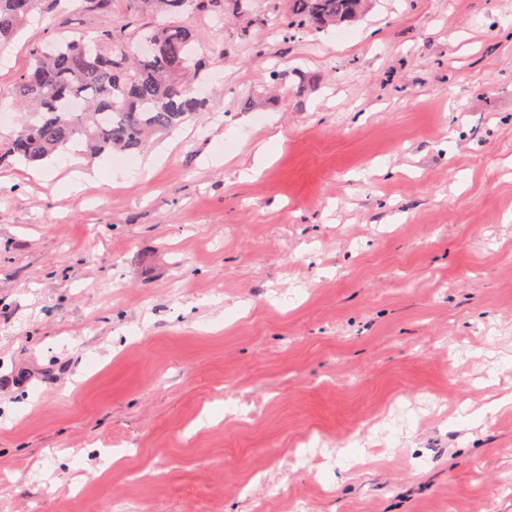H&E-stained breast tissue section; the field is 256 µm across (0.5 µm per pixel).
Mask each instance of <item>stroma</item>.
<instances>
[{"label": "stroma", "instance_id": "1", "mask_svg": "<svg viewBox=\"0 0 512 512\" xmlns=\"http://www.w3.org/2000/svg\"><path fill=\"white\" fill-rule=\"evenodd\" d=\"M65 6L0 52V111L102 21ZM285 12L182 15L224 64L135 174L0 169V512H512V0ZM365 0H287L283 27H327L356 19Z\"/></svg>", "mask_w": 512, "mask_h": 512}]
</instances>
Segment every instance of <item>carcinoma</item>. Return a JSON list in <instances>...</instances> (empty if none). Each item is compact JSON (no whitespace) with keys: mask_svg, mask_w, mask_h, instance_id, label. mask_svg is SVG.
<instances>
[{"mask_svg":"<svg viewBox=\"0 0 512 512\" xmlns=\"http://www.w3.org/2000/svg\"><path fill=\"white\" fill-rule=\"evenodd\" d=\"M60 0H0V47L10 43L37 8ZM119 25L62 34L32 48L33 63L17 78L13 95L28 112L20 129L0 145V166L45 160L81 147L91 155L141 151L150 135L171 131L196 115L204 101L193 95L201 66L193 32L177 17L213 14L224 21V0H130ZM151 4L168 17L140 22ZM281 25L327 27L356 19L365 0H287ZM82 110L72 111V104Z\"/></svg>","mask_w":512,"mask_h":512,"instance_id":"cac0c4a2","label":"carcinoma"}]
</instances>
